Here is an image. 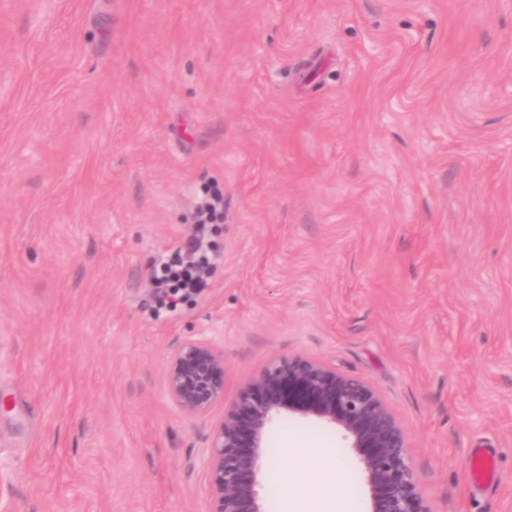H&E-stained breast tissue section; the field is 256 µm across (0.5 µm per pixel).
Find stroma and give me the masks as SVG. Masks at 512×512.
Returning a JSON list of instances; mask_svg holds the SVG:
<instances>
[{"label":"stroma","instance_id":"1","mask_svg":"<svg viewBox=\"0 0 512 512\" xmlns=\"http://www.w3.org/2000/svg\"><path fill=\"white\" fill-rule=\"evenodd\" d=\"M191 336L224 350L201 416L166 390ZM288 355L386 401L433 512H512V0H0V512H208L212 428ZM294 445L364 512L293 418L267 512ZM205 266L200 263L195 267V272H189L185 275H177L175 277L177 286L170 288L166 294L172 305H176V300L179 299L183 293H189L197 288H203L205 285ZM175 290V298L170 296L171 291Z\"/></svg>","mask_w":512,"mask_h":512}]
</instances>
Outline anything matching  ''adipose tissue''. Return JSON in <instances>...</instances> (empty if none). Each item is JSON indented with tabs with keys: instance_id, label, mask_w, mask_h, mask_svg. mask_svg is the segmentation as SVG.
Returning <instances> with one entry per match:
<instances>
[{
	"instance_id": "adipose-tissue-1",
	"label": "adipose tissue",
	"mask_w": 512,
	"mask_h": 512,
	"mask_svg": "<svg viewBox=\"0 0 512 512\" xmlns=\"http://www.w3.org/2000/svg\"><path fill=\"white\" fill-rule=\"evenodd\" d=\"M290 453L301 464L317 462L321 476L337 489L332 497L313 496L305 493L299 484H289L282 502L283 512H349V505L340 491L342 476L335 461L317 448L294 447Z\"/></svg>"
}]
</instances>
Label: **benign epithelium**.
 Returning <instances> with one entry per match:
<instances>
[{
  "instance_id": "benign-epithelium-1",
  "label": "benign epithelium",
  "mask_w": 512,
  "mask_h": 512,
  "mask_svg": "<svg viewBox=\"0 0 512 512\" xmlns=\"http://www.w3.org/2000/svg\"><path fill=\"white\" fill-rule=\"evenodd\" d=\"M224 378V349L207 339L189 337L169 355L167 392L188 416L224 403ZM287 418L312 420L351 450L369 490L366 512H433L418 487L405 429L387 403L362 380L301 355L271 359L213 428L209 512H265L267 438Z\"/></svg>"
}]
</instances>
